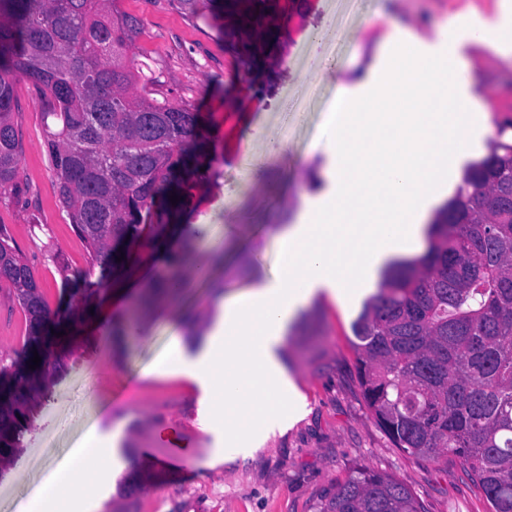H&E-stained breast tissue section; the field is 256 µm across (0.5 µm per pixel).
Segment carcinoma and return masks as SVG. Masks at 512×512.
Segmentation results:
<instances>
[{
    "label": "carcinoma",
    "mask_w": 512,
    "mask_h": 512,
    "mask_svg": "<svg viewBox=\"0 0 512 512\" xmlns=\"http://www.w3.org/2000/svg\"><path fill=\"white\" fill-rule=\"evenodd\" d=\"M114 0H0V190L24 193L12 122L14 81L45 107L46 144L62 207L95 261L123 264L116 245L183 203L179 176L210 164L197 115L138 84L127 64L140 33ZM177 202H171V197ZM0 288L25 313L23 359L0 364V455L20 445L31 390L61 357L29 368L52 316L30 265L0 229ZM358 378L381 430L402 452L462 460L492 512H512V117L466 171L427 231V250L383 274L353 325ZM316 512H426L405 485L356 468Z\"/></svg>",
    "instance_id": "cac0c4a2"
}]
</instances>
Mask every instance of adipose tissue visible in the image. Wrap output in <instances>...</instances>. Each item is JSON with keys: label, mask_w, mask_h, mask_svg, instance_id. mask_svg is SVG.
Returning <instances> with one entry per match:
<instances>
[{"label": "adipose tissue", "mask_w": 512, "mask_h": 512, "mask_svg": "<svg viewBox=\"0 0 512 512\" xmlns=\"http://www.w3.org/2000/svg\"><path fill=\"white\" fill-rule=\"evenodd\" d=\"M505 47L512 55V0L485 16L450 15L434 49L415 34L391 47V62L357 94L334 99L317 145L334 160L333 189L277 237L271 277L219 304L216 351L188 362L169 356L148 376L186 377L224 425V442L255 437L288 410L293 389L276 370V351L298 312L319 294L349 303L369 292V279L397 255H418L431 212L442 200L452 164L468 154L487 118L465 82L471 59ZM436 93L423 112L409 111L424 85ZM96 438L75 448L41 485L25 512H56L72 487L90 491L109 476Z\"/></svg>", "instance_id": "1"}]
</instances>
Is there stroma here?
I'll return each mask as SVG.
<instances>
[{"label":"stroma","instance_id":"obj_1","mask_svg":"<svg viewBox=\"0 0 512 512\" xmlns=\"http://www.w3.org/2000/svg\"><path fill=\"white\" fill-rule=\"evenodd\" d=\"M493 6L494 0H406L426 39L436 37L448 14H484ZM115 7L140 24L131 54L160 76L149 95L193 106L214 145L177 225H142L126 276L153 282L205 261L209 277L188 281L174 300L160 291L129 310L112 306L93 331L55 337L63 365L29 395L22 446L0 479V512H20L92 432L107 446L112 473L74 501L76 512H312L317 498L360 466L404 484L428 512H487L460 459L401 452L367 408L352 345L363 299L344 308L317 297L290 324L278 358L305 411L296 421L272 424L250 456L222 455L224 431L204 429L207 403L188 379L141 375L172 352L191 360L203 354L220 316L217 300L269 276L278 261L277 230L297 223L306 202L332 188L333 160L318 149L317 136L336 75L376 67L363 33H405L392 0H279L277 28L259 50L262 62L246 71L238 65L245 34L215 18L209 0L194 17L168 0H117ZM470 80L489 119L512 115L511 61L483 54ZM14 96L27 192L18 200L0 194V227L32 267L49 308L78 313L84 305L64 285L92 257L54 188L44 107L26 80L16 81ZM134 313L140 333L113 335V326ZM24 328L21 309L0 290V360L18 355ZM119 423L124 431L116 441ZM171 432L190 468L149 480L147 463L168 452Z\"/></svg>","mask_w":512,"mask_h":512}]
</instances>
